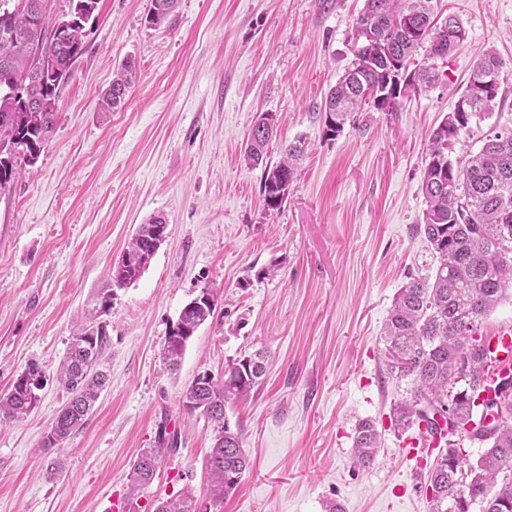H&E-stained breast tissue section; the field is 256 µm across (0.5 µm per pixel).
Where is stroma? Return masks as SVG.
Segmentation results:
<instances>
[{
  "label": "stroma",
  "instance_id": "35a3bbf8",
  "mask_svg": "<svg viewBox=\"0 0 512 512\" xmlns=\"http://www.w3.org/2000/svg\"><path fill=\"white\" fill-rule=\"evenodd\" d=\"M364 0H178L160 26L151 0H100L85 54L57 100L37 161L0 189V392L30 364L39 400L0 424V512H153L157 499L192 491L200 512H429L432 458L402 454L390 425L406 383L392 379L384 323L409 276L434 259L415 232L425 208L429 137L454 108L475 61H505L503 98L463 134L477 152L493 127H512V0H442L466 39L440 75L391 112L365 113L328 135L331 86L353 60ZM138 80L126 103H100L123 63ZM275 120L266 161L302 141L288 197L267 209L261 168L244 160L258 115ZM163 216L167 238L134 283L115 289L102 354L109 382L84 428L48 448L44 437L68 398L58 367L91 292L109 277L138 226ZM215 293L213 319L187 344L178 371L162 355L183 306ZM263 351L266 373L226 415L243 430L252 466L223 502L209 491L205 457L214 429L184 415L196 375L222 376ZM374 420L382 446L354 466L353 436ZM179 450L131 491L138 454L160 430ZM60 460L63 473L50 476Z\"/></svg>",
  "mask_w": 512,
  "mask_h": 512
}]
</instances>
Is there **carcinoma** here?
Here are the masks:
<instances>
[{"label":"carcinoma","instance_id":"1","mask_svg":"<svg viewBox=\"0 0 512 512\" xmlns=\"http://www.w3.org/2000/svg\"><path fill=\"white\" fill-rule=\"evenodd\" d=\"M176 0H151L146 21L161 25L173 12ZM100 0H71L61 25L46 23L47 0H12L0 7V82L15 89L0 94V141L24 148L0 154V189L13 183L26 165L39 158L57 117L56 100L71 77L75 63L86 52V24ZM356 45L350 66L330 89L323 111L331 134L341 120L373 109L392 112L400 98L395 87H429L439 81L432 66L409 71L411 59L422 48L428 58L450 54L466 37L454 15L440 22L433 0H365L356 19ZM43 49L49 65L35 70L34 51ZM504 61L493 50L477 60L464 92L430 137L421 190L425 209L415 232L428 242L435 267L426 276H411L400 288L384 327L387 367L397 380H410L409 397L395 403L391 422L405 431L426 424V443L438 450L427 475L431 512H512V402L497 413L498 387L475 403V392L489 371L487 344L478 333L482 319L512 292V128L485 136L478 153L454 156L462 133L493 111L500 86L481 90L477 74L501 73ZM137 81L131 63L122 65L105 92L101 109L121 107ZM271 118L254 122L244 159L251 167L263 165L265 148L273 133ZM303 153L299 141L288 144L282 160L264 165L261 194L266 206L280 208L294 179V161ZM155 216L139 228L124 254L151 261L156 240ZM137 267L126 277L111 276L91 296L88 314L78 326L60 368L59 381L70 398L59 411L44 444L54 447L81 430L91 413L107 375L100 358L108 343L102 317L112 307L116 288L138 279ZM215 306L190 301L166 336L163 355L169 369L179 368L194 332L214 317ZM265 357H245L216 380L208 373L195 377L179 397L184 414H204L215 430L205 459L211 495L224 500L237 488L250 461L243 448L241 427L226 418L228 404L246 400L264 375ZM41 373L31 366L0 394V424L28 414L41 389ZM484 447L471 461L465 443ZM177 435H158L155 448L143 450L133 463V490L148 485L159 462L176 454ZM380 448L375 421L360 422L354 434L353 463L368 467ZM154 512H194L188 494L178 500L157 501Z\"/></svg>","mask_w":512,"mask_h":512}]
</instances>
